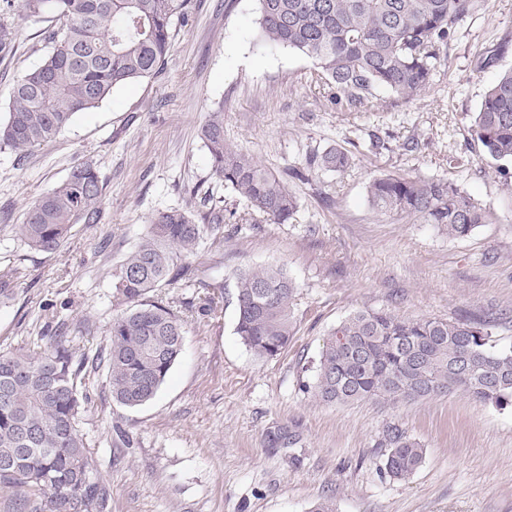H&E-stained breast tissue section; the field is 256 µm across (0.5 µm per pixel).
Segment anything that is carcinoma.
I'll list each match as a JSON object with an SVG mask.
<instances>
[{"mask_svg": "<svg viewBox=\"0 0 512 512\" xmlns=\"http://www.w3.org/2000/svg\"><path fill=\"white\" fill-rule=\"evenodd\" d=\"M189 0H20L28 17L49 15L52 50L13 87L0 150L23 158L52 140L78 112L113 92L158 74L173 50V19ZM486 0H257V39L266 47L312 60V82L345 112H371L386 89L408 102L432 87L459 25ZM483 157L512 162V66L489 86L471 124ZM199 138L211 176L273 224H286L298 199L286 183L247 150L224 137V105L207 113ZM353 156L315 152L307 170L344 172ZM367 201L383 215L435 224L466 237L487 213L458 186L434 178L379 174ZM104 182L82 161L27 209L18 233L25 244L57 252L74 225L98 221ZM195 212L172 207L148 230L115 273L116 297L127 308L112 319L100 362L112 400L135 408L151 401L183 351L184 320L150 299L184 279V261L222 225L244 220L211 198ZM294 281L282 266L248 269L236 279L235 333L256 355L274 358L293 336ZM84 362L65 331L48 336L38 355L0 351V488L37 497L31 512H107L109 492L94 477L78 430ZM463 390L475 399L512 407V342L494 338L491 324L410 319L385 311H356L323 342L313 384L327 404L366 400L411 402ZM383 467L402 480L413 475L424 449L397 426L388 428Z\"/></svg>", "mask_w": 512, "mask_h": 512, "instance_id": "cac0c4a2", "label": "carcinoma"}]
</instances>
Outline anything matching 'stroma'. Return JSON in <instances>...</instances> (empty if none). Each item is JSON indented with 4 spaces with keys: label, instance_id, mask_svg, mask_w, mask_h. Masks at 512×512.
<instances>
[{
    "label": "stroma",
    "instance_id": "obj_1",
    "mask_svg": "<svg viewBox=\"0 0 512 512\" xmlns=\"http://www.w3.org/2000/svg\"><path fill=\"white\" fill-rule=\"evenodd\" d=\"M256 19V0H191L173 22L174 49L161 73L77 113L24 158L0 151V279L15 286L0 302V348L41 351L62 322L76 357L95 359L119 312L114 274L154 214L199 207L209 191L247 213L211 177L198 136L220 106L226 139L286 178L299 208L285 224L255 212L225 225L189 257L192 279L152 292L187 330L154 400L120 406L106 368L85 371L78 429L111 512H311L325 496L336 512H512V407L460 390L327 405L312 390L324 338L358 310L491 320L494 336L512 340V190L482 159L470 128L499 68L478 69L477 58L512 35V0H488L461 24L425 95L403 103L381 90L382 109L358 114L314 86L310 59L256 45ZM6 20L15 36L0 57V121L15 81L52 49L45 19L14 10ZM414 139L419 149L405 150ZM329 147L354 154V166L292 177L309 154ZM85 159L106 182L100 221L73 226L55 253L31 250L17 224ZM383 172L451 181L489 221L452 238L433 224L379 214L366 185ZM262 266L285 267L297 286L295 334L272 359L235 332L236 277ZM208 296L215 309L204 313ZM394 424L425 450L406 480L383 470L384 435Z\"/></svg>",
    "mask_w": 512,
    "mask_h": 512
}]
</instances>
